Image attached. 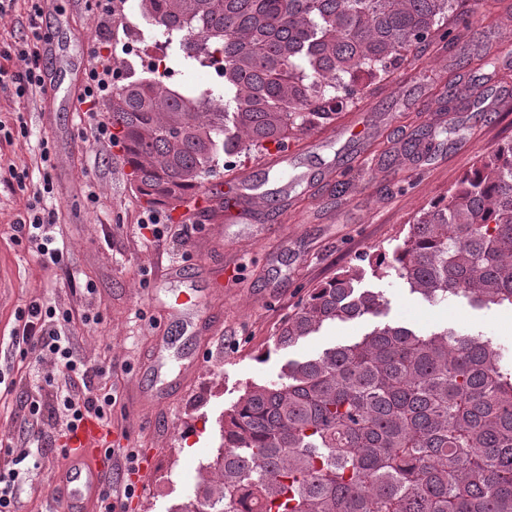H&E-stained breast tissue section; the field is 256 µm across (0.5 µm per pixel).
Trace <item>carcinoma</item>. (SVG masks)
Listing matches in <instances>:
<instances>
[{
    "mask_svg": "<svg viewBox=\"0 0 512 512\" xmlns=\"http://www.w3.org/2000/svg\"><path fill=\"white\" fill-rule=\"evenodd\" d=\"M466 0H140L142 40L163 61L223 83L187 94L169 67L113 82L112 140L135 190L174 211L233 160L336 122L413 50L455 46ZM429 303L512 307V140L416 216L390 251L365 256ZM342 269L274 337L384 315V293ZM179 512H512V357L482 334L380 322L360 340L290 360L225 411L221 443Z\"/></svg>",
    "mask_w": 512,
    "mask_h": 512,
    "instance_id": "cac0c4a2",
    "label": "carcinoma"
}]
</instances>
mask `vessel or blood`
Listing matches in <instances>:
<instances>
[{"label":"vessel or blood","mask_w":512,"mask_h":512,"mask_svg":"<svg viewBox=\"0 0 512 512\" xmlns=\"http://www.w3.org/2000/svg\"><path fill=\"white\" fill-rule=\"evenodd\" d=\"M208 196L211 208H224L232 213L240 210L244 198H256L257 187L242 177L232 193H224L222 186L215 185L210 187ZM111 439L109 430L89 422L71 440L75 452L54 474V483L66 497L70 512H92L104 479V469L98 459L104 454V443Z\"/></svg>","instance_id":"vessel-or-blood-1"}]
</instances>
